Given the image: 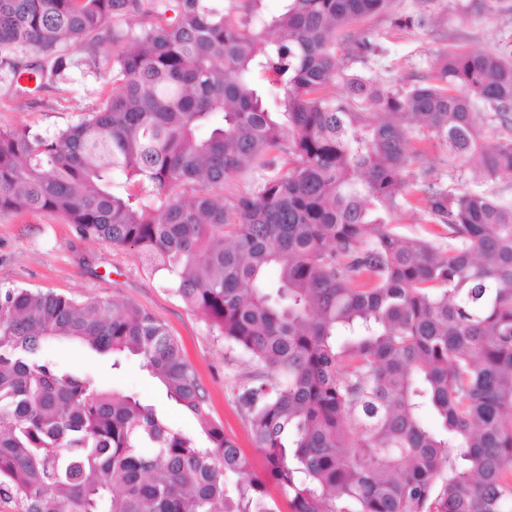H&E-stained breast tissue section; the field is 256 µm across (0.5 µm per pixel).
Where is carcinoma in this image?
<instances>
[{
  "mask_svg": "<svg viewBox=\"0 0 512 512\" xmlns=\"http://www.w3.org/2000/svg\"><path fill=\"white\" fill-rule=\"evenodd\" d=\"M390 2L0 0L17 92L112 43V91L81 121L0 131V211L60 215L163 272L253 362L231 393L264 456L258 473L211 421L144 309L0 288V496L23 512H512V200L463 184L475 167L512 184V33L404 87L351 69L379 43L336 39ZM431 2L395 25L422 27ZM414 135L445 146L453 186L409 189ZM404 204L448 243L396 232ZM56 340L137 358L207 445L59 368Z\"/></svg>",
  "mask_w": 512,
  "mask_h": 512,
  "instance_id": "carcinoma-1",
  "label": "carcinoma"
}]
</instances>
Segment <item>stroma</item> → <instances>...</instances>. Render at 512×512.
<instances>
[{
    "instance_id": "35a3bbf8",
    "label": "stroma",
    "mask_w": 512,
    "mask_h": 512,
    "mask_svg": "<svg viewBox=\"0 0 512 512\" xmlns=\"http://www.w3.org/2000/svg\"><path fill=\"white\" fill-rule=\"evenodd\" d=\"M414 10L415 0H392L386 12L353 26V34L368 37L385 49L381 58L363 65V72L383 80L415 83L430 74L442 53L453 48L491 51L504 34L512 32V0H436L431 8L433 23L414 30L394 26V18ZM111 65V48L101 49L95 68L72 70L65 84L48 85L26 96L8 92L7 81L0 79V130L27 127L54 133L78 123L110 91ZM411 147L416 152L411 176H419L428 167L433 182L450 184L452 170L445 148L417 138ZM389 220L405 237L434 239L447 234L445 226L430 223L422 210L407 205L393 211ZM0 287L120 299L147 310L182 346L208 393L211 419L223 425L254 466H261L249 425L229 390L232 380L252 372L248 356L228 349L204 317L176 295L161 274L151 273L133 250L82 238L57 215L3 212ZM48 353L60 367L87 371L99 386L136 395L173 425L199 433L193 416L171 404L137 360H124L116 368L111 356L70 342L51 343Z\"/></svg>"
}]
</instances>
